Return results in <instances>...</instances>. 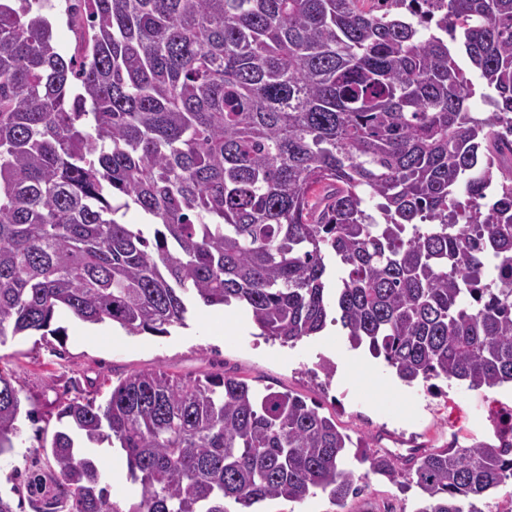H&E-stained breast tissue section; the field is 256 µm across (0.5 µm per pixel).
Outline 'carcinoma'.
Listing matches in <instances>:
<instances>
[{
  "label": "carcinoma",
  "mask_w": 512,
  "mask_h": 512,
  "mask_svg": "<svg viewBox=\"0 0 512 512\" xmlns=\"http://www.w3.org/2000/svg\"><path fill=\"white\" fill-rule=\"evenodd\" d=\"M18 2H0L1 339L61 309L165 336L242 304L283 346L338 323L407 384L512 382V0H75L77 56ZM460 54L492 111H470ZM132 206L153 238L117 218ZM20 416L0 373V455ZM57 416L34 512H123L77 436L125 453L128 512L342 505L371 474L415 484V512H483L512 481V424L399 465L222 374L135 372Z\"/></svg>",
  "instance_id": "cac0c4a2"
}]
</instances>
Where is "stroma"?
<instances>
[{"label":"stroma","mask_w":512,"mask_h":512,"mask_svg":"<svg viewBox=\"0 0 512 512\" xmlns=\"http://www.w3.org/2000/svg\"><path fill=\"white\" fill-rule=\"evenodd\" d=\"M210 313L203 305L193 308L186 327L167 336L145 333L99 344L83 340L86 324L61 311L53 324L62 328V335L31 333L0 342V367L19 389L23 411L33 414L22 420L14 450L0 456V495L10 498L15 512H32L24 480L44 469L42 448L60 428L58 404L88 391L104 398L120 379L138 371L162 370L186 378L221 373L247 379L263 393L298 395L333 416L352 439L368 440L372 451L393 457L442 449L454 439L462 445L495 442L496 426L512 416V387L507 385L472 390L463 382L439 380L395 388L394 369L383 358L356 354L341 326L290 347L260 338L250 312L241 305L224 309L225 317L241 322V332L217 339ZM324 360L333 366V375L322 370ZM417 501L415 489L373 475L342 506L320 492L301 503L265 500L255 509L413 512Z\"/></svg>","instance_id":"1"}]
</instances>
